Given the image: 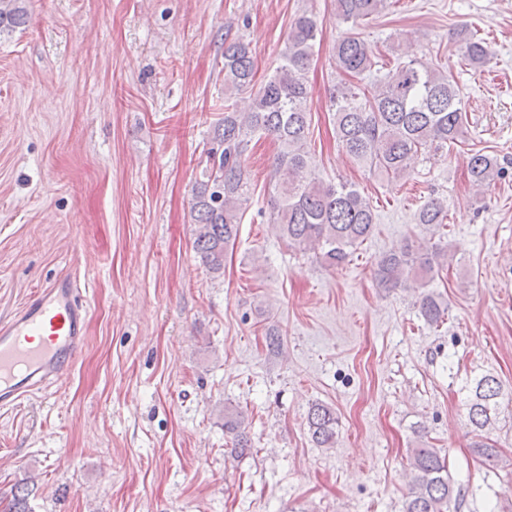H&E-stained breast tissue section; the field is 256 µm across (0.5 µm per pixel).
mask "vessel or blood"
<instances>
[{
	"label": "vessel or blood",
	"instance_id": "1",
	"mask_svg": "<svg viewBox=\"0 0 512 512\" xmlns=\"http://www.w3.org/2000/svg\"><path fill=\"white\" fill-rule=\"evenodd\" d=\"M86 313L76 279L63 276L0 321L1 409L45 391L74 365L85 342Z\"/></svg>",
	"mask_w": 512,
	"mask_h": 512
}]
</instances>
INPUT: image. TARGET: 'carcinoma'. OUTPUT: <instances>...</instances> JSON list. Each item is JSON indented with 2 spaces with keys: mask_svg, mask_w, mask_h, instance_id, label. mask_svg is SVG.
I'll return each instance as SVG.
<instances>
[{
  "mask_svg": "<svg viewBox=\"0 0 512 512\" xmlns=\"http://www.w3.org/2000/svg\"><path fill=\"white\" fill-rule=\"evenodd\" d=\"M20 0H0V31L23 22ZM387 0H333L336 17L358 25L382 11ZM321 29L314 15L296 16L288 27L280 63L261 85L250 44L224 39V118L214 128L206 150L205 179L193 189V248L211 274L224 273V257L239 234L250 200V179L244 166L252 139L269 137L277 144L274 170L277 196L270 219L288 246L311 251L323 264L338 267L349 261L372 233L375 216L356 184L326 182L317 171L308 146L309 116L306 74L313 62ZM464 65L479 70L491 57L484 39L466 27L452 33ZM336 70L346 77L330 96L329 111L342 150L374 174L404 178L418 153H437L464 138V104L453 77L442 69H423L411 60L383 72L372 45L360 34L336 43ZM249 94L250 107L238 111L233 98ZM468 169L474 185L484 188L501 173L496 157L470 154ZM447 201L432 198L419 210L416 223L442 224ZM453 257L448 245L414 239L376 262L378 281L389 288L414 281L423 289L419 307L425 321H444L448 306L425 290L437 269ZM468 418L477 431L493 427L498 417L501 386L492 375L476 378L468 387ZM307 426L319 448L336 443L338 418L330 406L315 403ZM224 433L233 448H250L243 413L224 410ZM411 486L404 512H450L460 500L448 474V459L435 448H414L409 457Z\"/></svg>",
  "mask_w": 512,
  "mask_h": 512,
  "instance_id": "1",
  "label": "carcinoma"
}]
</instances>
